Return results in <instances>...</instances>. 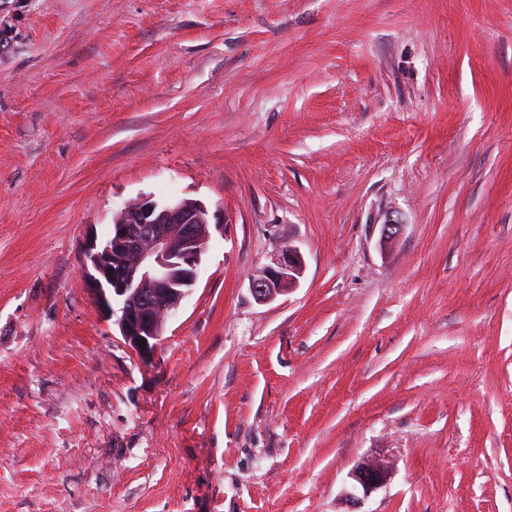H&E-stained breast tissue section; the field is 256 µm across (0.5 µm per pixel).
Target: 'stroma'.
I'll return each instance as SVG.
<instances>
[{"mask_svg": "<svg viewBox=\"0 0 512 512\" xmlns=\"http://www.w3.org/2000/svg\"><path fill=\"white\" fill-rule=\"evenodd\" d=\"M143 196L222 217L147 353ZM0 512H512V0H0ZM210 224L208 209L198 200L159 204L142 197L115 214L107 240L88 238L83 266L88 288L116 316L121 336L134 350H152L195 283ZM302 272L303 263L300 254L290 249L278 257L273 266H269L261 275L251 280V292L258 302H270L293 288Z\"/></svg>", "mask_w": 512, "mask_h": 512, "instance_id": "stroma-1", "label": "stroma"}]
</instances>
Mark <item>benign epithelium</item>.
Masks as SVG:
<instances>
[{
    "mask_svg": "<svg viewBox=\"0 0 512 512\" xmlns=\"http://www.w3.org/2000/svg\"><path fill=\"white\" fill-rule=\"evenodd\" d=\"M211 237L209 212L198 200L159 204L142 197L125 204L113 217L112 234L85 246L83 266L96 301L116 317L121 336L136 351L152 350L197 279L201 254ZM303 272L300 254L290 249L250 282L260 303L293 288ZM384 469L361 467L354 475L363 490L377 486Z\"/></svg>",
    "mask_w": 512,
    "mask_h": 512,
    "instance_id": "1",
    "label": "benign epithelium"
}]
</instances>
